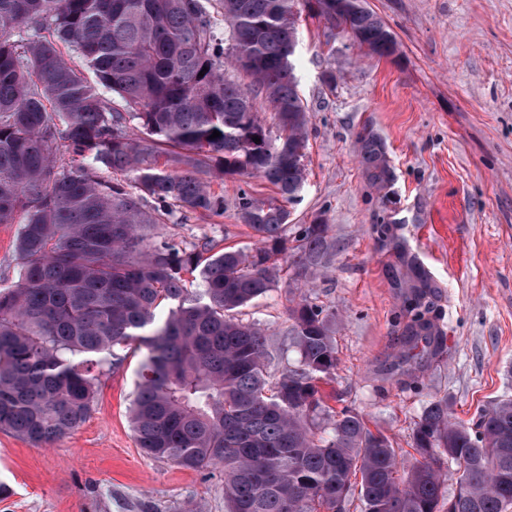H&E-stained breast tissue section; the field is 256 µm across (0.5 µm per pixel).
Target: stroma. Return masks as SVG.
<instances>
[{"label": "stroma", "mask_w": 512, "mask_h": 512, "mask_svg": "<svg viewBox=\"0 0 512 512\" xmlns=\"http://www.w3.org/2000/svg\"><path fill=\"white\" fill-rule=\"evenodd\" d=\"M365 5L390 28L393 56H361L324 19L300 18L295 73L311 121L286 237L328 225L334 247L302 289L335 318L337 365L322 390L330 407H350L388 437L407 469L414 424L431 401L447 398L451 417L470 424L512 396V0ZM364 130L385 147V187L360 163ZM212 188L223 216H178L152 227V239L254 248L238 194L270 201L275 188L256 175ZM416 264L433 285L442 349L418 346L424 368L414 380L399 351ZM289 299L283 274L240 313L265 330L274 378L297 358ZM145 353L131 343L100 378L91 416L53 446L0 431V512H227L220 469L186 470L138 448L130 407Z\"/></svg>", "instance_id": "stroma-1"}]
</instances>
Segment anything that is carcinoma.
Returning <instances> with one entry per match:
<instances>
[{"label":"carcinoma","instance_id":"1","mask_svg":"<svg viewBox=\"0 0 512 512\" xmlns=\"http://www.w3.org/2000/svg\"><path fill=\"white\" fill-rule=\"evenodd\" d=\"M340 2L0 0V224L22 225L20 279L0 290L1 430L40 446L72 434L93 411L99 377L138 340V447L184 469L223 466L228 512H336L354 494L364 512H440L445 502L450 512H512L511 397L471 426L451 421L448 398L432 401L412 432L421 460L404 472L390 441L348 408L324 437L319 383L336 367V343L329 316L306 298L289 309L298 359L269 382L265 333L234 312L277 281L284 205L240 191L237 218L262 243L248 253L149 241L177 212L224 214L211 173L257 174L296 198L309 122L293 65L302 10L366 56L396 51L380 17ZM260 94L274 131L255 108ZM358 143L370 181L385 186L378 143L365 131ZM62 147L67 166L57 165ZM295 242L291 293L332 248L319 223ZM412 288L402 362L415 370L412 350L438 337L431 285L417 273ZM444 457L456 475L449 499Z\"/></svg>","mask_w":512,"mask_h":512}]
</instances>
